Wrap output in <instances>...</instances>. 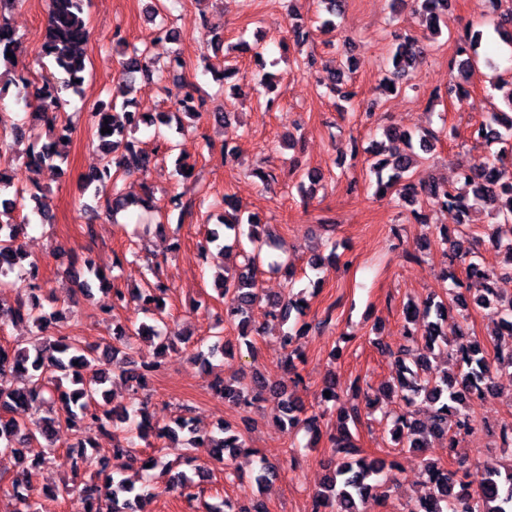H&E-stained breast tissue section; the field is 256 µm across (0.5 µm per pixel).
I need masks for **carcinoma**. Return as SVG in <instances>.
Wrapping results in <instances>:
<instances>
[{
    "label": "carcinoma",
    "mask_w": 512,
    "mask_h": 512,
    "mask_svg": "<svg viewBox=\"0 0 512 512\" xmlns=\"http://www.w3.org/2000/svg\"><path fill=\"white\" fill-rule=\"evenodd\" d=\"M416 12L425 22L426 28L434 35L442 33L441 24L447 23L449 0H415ZM327 17L323 26H335L334 19L343 12L344 0H321ZM49 15L43 42L38 51L42 58L49 59L62 71L66 78L65 89L79 94L81 81L85 80L86 57L84 46L89 39L87 25L88 0H48ZM496 32L506 42L512 44V8L502 10L497 16ZM482 33L476 32L464 39L458 48L457 71L460 80L448 85V98L463 100L467 94L465 84L469 76L479 67H492L487 58H480ZM178 38L160 23L150 45L135 48L122 61V73L118 79V92H130V80L137 77H151L155 73L166 74L174 88V100L180 112L189 118H198L199 87L188 80L183 73L185 61L181 49L173 47ZM169 43L171 47L163 53H155L152 47ZM21 50V38L9 20L0 13V65L4 67V83L0 94L12 84L16 89V99L30 109L23 120L13 127L14 139L28 137L30 144L26 152V164L34 167H60L67 162V134L61 132L46 142L36 133L37 127L56 128L58 114L65 105L61 89L52 82L38 83L24 76L10 77L14 61L7 53ZM422 54V48L412 38H404L391 49L390 77L385 80V88L397 92L407 86V77L415 68ZM129 101L117 104H100L88 115V125L92 137L99 142L102 157L99 166L82 175L84 190L102 196L104 209L116 213L137 204L144 209L154 208L153 193L147 192L136 202L129 200L118 186L124 174L149 170L153 154L139 146L134 134L139 128L142 113L131 112ZM111 129L101 133V129ZM386 135L397 142L386 158L370 164V171L376 177V193L380 196L396 194L401 200L413 204L427 202L434 207L458 208L456 231L448 228L440 230V243L445 246L450 264L463 267L466 281L456 283V291L445 299L429 297L423 304L410 303L404 318L408 328L404 343L396 350L389 351L393 358L396 376L392 384L385 386L384 394L394 395L401 402V409L393 416L392 438L404 448L426 447L431 437L448 439V448L455 447L458 436L469 434L480 426L474 416L462 410L470 399L485 400L495 396L493 375L497 371L512 369V348L498 350L494 360L487 358L481 344L470 338L461 328L455 339L450 341L439 330V320L454 309H468L473 305L491 310L496 316L494 334L512 333V297L502 301L498 297L496 285L500 281L512 280V237H503L497 229L490 233L492 248L504 255V263L488 266L477 259L476 252L467 246L469 236L464 229L469 223L474 202L488 209L497 219V225L512 223V181L501 178L499 164L512 160V96L505 102V109L489 113L484 122L473 132L476 142L487 149V154L473 165L458 169L457 183L461 191L448 189V185L430 182L412 172L418 163L412 151V136L396 129H389ZM12 187L11 177L0 170V288H7L13 280L26 283L28 295L7 308L0 306V329L8 324L29 322L38 330L47 328L48 317L45 303L50 296L44 294L39 281L36 264L23 266L25 259L21 235L24 225L13 221L11 214L17 206V196L8 190ZM33 203L31 213L40 223L49 224L52 212L42 196L29 192ZM227 211L221 225L228 231L222 236L216 230L206 234V244L215 245L227 253L236 248L242 251L246 265L238 271L224 270L220 277L218 297L224 300V321L237 324L239 337L248 351H253V336L262 334L261 328L251 327L248 309L262 302L257 273L263 266V248L269 238L266 225L254 215H243L239 204L230 197H224ZM271 269L280 268L272 260ZM154 280L147 282L143 290L123 291L112 289V308H125L132 302L140 303L145 320L118 326L112 340L103 351L98 347L85 345L65 335L33 336L29 346L0 345V453H9L17 459L21 476L11 481L13 497L19 504L18 512H43L41 500L55 497L51 489H44L41 496L33 497V487L28 480L31 470L50 464V451L57 441L58 429L66 425L80 435L89 428L112 431V460L117 466L103 464L99 475L101 480L87 483L82 488L84 512H128L132 500L144 499L153 495L154 475L158 469L167 477L166 488L176 489L188 501L201 497L204 485L210 481L209 470L196 466L188 473L163 462L158 457L146 460L139 458L134 451V442L129 433L135 431L140 439L153 433L159 439L171 438L182 441L187 450L201 445L212 449L211 461L224 470L230 469L225 453L235 454L246 448L241 434L229 423H224L216 434L202 435L193 428L190 419L179 417L174 425L157 428L152 424V416L147 405L139 398V392L147 386L151 377L159 370L157 363L137 364L132 355L133 341L151 338L158 341L157 347L166 352L177 348L183 341L182 333L173 329L167 322L165 299L169 287L159 275V266L150 268ZM70 274L85 292L90 291L91 283L107 282L103 275L86 258L78 267L71 266ZM267 316L271 321L285 324L292 314L304 315V300L291 294L267 299ZM304 335V327L282 336L287 350L284 368L289 378L297 383L301 380L296 361L302 359L299 347L295 346L298 337ZM234 345L217 337L208 352L197 351L196 358L211 364L210 357L220 352L225 354ZM447 358L456 369L437 373L431 368V360ZM120 377L130 385L129 402L114 403L109 391L103 389L110 375ZM213 394L246 412L263 392L271 394L276 402L279 420L294 429L301 426L317 436L320 421L329 408L319 413H308L303 404L288 394L283 386L272 385L259 375L252 377V384L245 382L228 383L221 377L211 385ZM422 404L428 408V418L416 417L413 407ZM42 408L45 415L35 423L18 418L20 412L32 408ZM338 434L331 437L337 448L353 447L347 423H357L359 408L353 406L339 408ZM68 454L74 473L83 471L90 461L86 445L82 441L69 446ZM137 467L145 473L140 486H135L124 477L126 470ZM433 492L418 500L417 504L406 508L405 512H512V465L500 472L487 469L481 474L476 490L470 484L459 481L455 474L435 462L424 467ZM275 475V468L266 459L259 458L253 471V481L260 486ZM392 477L386 472V462L381 458L360 457L338 460L330 465L322 490L313 499L314 512H362L360 505L371 498L381 497ZM206 512H266L265 505L252 500L247 504L235 505L221 500L206 507Z\"/></svg>",
    "instance_id": "obj_1"
}]
</instances>
